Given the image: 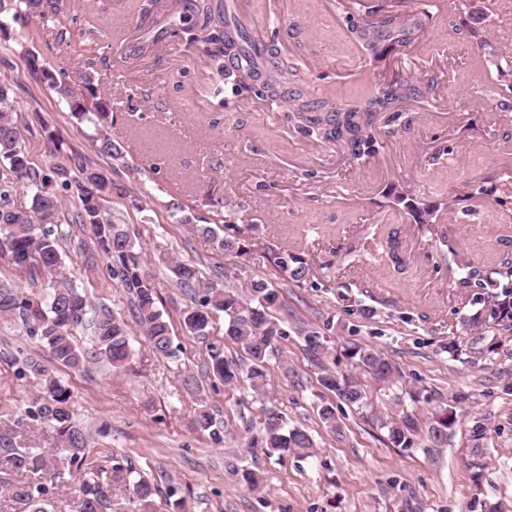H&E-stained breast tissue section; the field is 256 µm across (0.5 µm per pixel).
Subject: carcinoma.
<instances>
[{"instance_id": "cac0c4a2", "label": "carcinoma", "mask_w": 512, "mask_h": 512, "mask_svg": "<svg viewBox=\"0 0 512 512\" xmlns=\"http://www.w3.org/2000/svg\"><path fill=\"white\" fill-rule=\"evenodd\" d=\"M13 11L12 20L35 15L48 18L61 27L60 36L70 33L68 0H13L6 5L0 0V13ZM381 18L364 26L356 24L349 29L355 42L366 51L372 61L384 60L386 50L379 48L380 42L390 46L405 47L419 39L432 19L429 5L409 3L407 0H386L379 6ZM195 20L192 24L196 34L208 42L209 53L214 58L226 54L236 56L244 50L240 28L231 34L223 29L224 21L216 17L207 0L194 4ZM270 61L264 70L255 66L239 68V71L259 83L260 95L266 98L278 96L282 78L296 75V67L282 66L277 53L268 50ZM33 67L41 72L56 93L70 107L71 115L79 121H93L85 99L72 92L66 84L56 81L53 73L33 59ZM417 97L416 88L396 72L387 76L384 70L374 73L371 86L353 104L321 101L310 102L301 91L288 95L289 106L301 127L315 131L328 143L347 148L356 160L373 156L381 139V122L396 118L398 106ZM94 142L99 154L113 160L122 159V152L101 131H96ZM0 161L7 165L12 177L0 182V249L10 253V263L36 279L46 276L48 296L46 302H38L10 288L0 287V315L16 316L26 334L46 348L59 364L80 370L88 364L105 362L114 369H123L132 356L131 337L125 322L106 308L92 307L86 294L72 284H59L54 280L62 264V242L68 234L55 230L60 219L62 203L48 190L52 177L41 175L32 167L28 153L19 140V131L14 119L11 88L0 80ZM66 186H74V195L79 209L72 222L82 230H90L98 250L108 260L109 275L133 296L135 316L143 329L145 341L161 358L175 357L170 317L158 307V292L151 276L144 270L136 242L124 225L115 222L106 209L107 197L112 195V178L107 170L95 165L80 150H71L67 166L57 169ZM31 183L29 204L16 205L12 190L14 182ZM393 204L404 211L414 223H436V210L409 193L398 194ZM222 227L233 230L231 234H220L209 224H200L196 230L211 238L217 247L235 255L247 253L249 242L240 236L235 225ZM268 258L275 271L286 282L300 283L308 278L309 264L300 253L282 247H271ZM173 280L191 291L195 307L183 312L182 321L189 336L207 337L212 315L224 316V338L241 345L251 364L246 370V379L254 391L262 393L268 386V361L279 350L278 342L288 338V318H279L275 312L282 307L281 292L265 278L253 276L238 287L218 288L202 281L200 269L191 262L178 259H162ZM498 290L480 298L483 307L464 318L465 326L480 331L479 338L500 330L512 332V259L505 257L497 268L485 274ZM91 331V343L79 344L76 331L80 328ZM333 328V322L324 323V331ZM324 331L299 329L303 336L305 351L319 369L320 384L346 406L366 413L373 425L386 433L396 448H409L419 430L414 414L403 405L401 398L394 400L390 411L374 408L361 376H369L387 389L402 383L403 369L389 360L380 350L371 345L353 344L345 349L350 366L359 374L336 368L322 341ZM210 366L215 378L224 384H233L239 379L237 365L224 358L221 346H210ZM30 376L35 381L37 392L16 417L17 423L25 420L43 421L56 426L61 438V447L66 455L60 459L47 456L42 451L19 445L8 433L0 435V461L21 473V479L7 483L12 500L27 506L30 512H48L50 496L58 487L64 469L72 467L82 479L77 493V512H107L111 508L112 491L105 470L88 460L87 434L74 419L73 392L69 385L50 375L34 360L27 359L20 369V377ZM322 425L336 430V406L325 402L318 408ZM193 422L197 429L210 433L212 439L222 442L221 429L207 406L198 409ZM456 424V413L448 407L438 415L429 437L438 444L448 437V430ZM486 435L484 418L472 419L470 436L472 453H484L483 440ZM253 446L266 449L268 454L283 455L290 450L301 454L314 446L308 431L293 427L288 429L272 417L266 423L261 437ZM158 490L155 480L143 475L132 483V492L140 502L141 512H152L153 496Z\"/></svg>"}]
</instances>
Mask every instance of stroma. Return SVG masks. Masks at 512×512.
Returning <instances> with one entry per match:
<instances>
[{
  "instance_id": "obj_1",
  "label": "stroma",
  "mask_w": 512,
  "mask_h": 512,
  "mask_svg": "<svg viewBox=\"0 0 512 512\" xmlns=\"http://www.w3.org/2000/svg\"><path fill=\"white\" fill-rule=\"evenodd\" d=\"M174 2L70 0V29L84 34L80 52L60 39L54 22L36 17L0 31V79L13 88L20 139L35 170L52 174L73 149L109 168L108 208L141 245L177 350L173 360L153 354L131 314L129 292L109 277L89 234L72 232L62 273L94 305L124 318L133 358L118 373L102 362L73 371L26 336L20 320L0 318V427L35 391L18 376L31 357L72 389L74 419L90 435L93 461L160 474L154 512H175L172 486L184 512H481L484 502L512 512V395L503 391L512 383V333L501 332L493 352H475L476 334L460 319L484 289L459 292L442 259L451 249L477 260L491 250L512 258V223L486 218L512 210V182L499 177L512 167V121L492 129L486 117L490 110L512 114V88L484 83L477 63L485 52L469 36L477 29L493 50L512 55V0H469L470 9L433 16L416 44L392 53L394 67L439 97L440 106L405 104L378 153L359 161L288 119V93L347 103L373 77L369 55L349 37L339 0H256L255 11L245 12V24L267 23V47L297 66L277 100L256 97L238 73L221 71L202 44L180 41L165 57L122 59L112 43L114 26H139L146 7L151 19L164 20ZM34 56L76 94L90 82L111 91L112 119L103 128L120 146L121 160L97 154L93 125L71 116L30 68ZM440 146L447 154L429 161ZM464 181L492 199V207L472 210L455 200ZM405 190L437 206L440 228L409 223L390 207L392 194ZM218 211L228 222L253 225L248 254H224L197 232ZM184 214L190 223H181ZM274 245L303 251L308 281L284 284L267 260ZM165 256L196 263L218 285L228 272L267 277L281 288L289 323L323 330L335 355L353 343L378 347L402 367L407 384L391 390L371 384L375 406L390 409L406 387L420 388L412 409L426 427L436 410L454 404L458 422L447 443L437 446L421 435L412 447H393L349 409L337 431L325 430L317 414L325 391L295 334L279 351L290 373L271 365L265 393L244 380L214 381L206 373L210 345H223L225 358L241 366L248 356L225 340L221 316H214L207 338L186 334L182 313L190 292L171 281ZM369 309L374 317H366ZM329 320L335 328L327 332ZM452 339L462 345L456 358L445 351ZM187 375L198 391L184 388ZM203 404L223 429V443L195 429ZM476 414L487 426L480 457L471 452L469 433ZM273 416L306 429L314 448L278 458L249 447ZM252 472L263 477V492L250 490ZM475 480L477 505L470 499Z\"/></svg>"
}]
</instances>
